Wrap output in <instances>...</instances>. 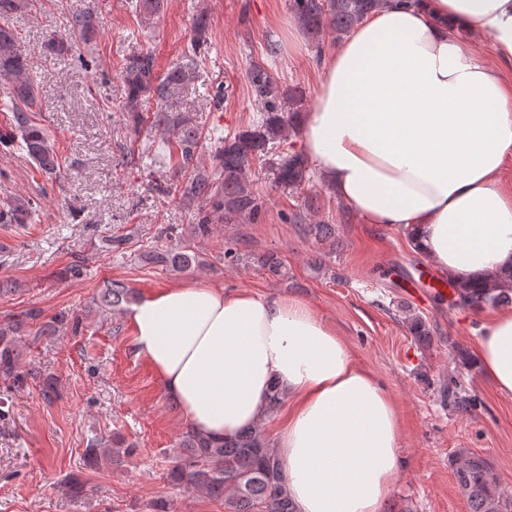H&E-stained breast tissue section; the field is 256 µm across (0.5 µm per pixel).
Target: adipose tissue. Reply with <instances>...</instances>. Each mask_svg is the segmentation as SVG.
<instances>
[{
  "label": "adipose tissue",
  "mask_w": 512,
  "mask_h": 512,
  "mask_svg": "<svg viewBox=\"0 0 512 512\" xmlns=\"http://www.w3.org/2000/svg\"><path fill=\"white\" fill-rule=\"evenodd\" d=\"M512 59V0H389L339 42L302 114L306 157L368 224L404 230L439 273L488 285L512 270V86L461 38ZM134 347L199 434L255 427L280 393L293 408L274 450L297 512H379L399 470L402 422L386 387L295 296L194 279L128 312ZM477 361L512 397V310Z\"/></svg>",
  "instance_id": "obj_1"
}]
</instances>
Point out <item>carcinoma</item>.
Instances as JSON below:
<instances>
[{"mask_svg": "<svg viewBox=\"0 0 512 512\" xmlns=\"http://www.w3.org/2000/svg\"><path fill=\"white\" fill-rule=\"evenodd\" d=\"M386 3L387 0H288L294 19L317 42L340 39ZM130 6L136 16L149 21L159 10V0H130ZM29 8L30 0H0V92L13 105L10 129L0 133V144L18 146L43 174L57 179L61 176L59 155L47 131L33 121L38 89L27 77L29 52L20 45L8 24L9 18ZM70 27L73 33L89 39L93 28L90 13L81 10L72 13ZM212 29L207 13L197 14L185 60L163 76L156 74L152 54L144 51L130 55L120 74L122 110L130 120L127 129L136 137L144 125L154 131L157 138L148 145L147 158L170 173L169 180L154 183L152 190L157 195L176 192L189 204L201 203L192 234L202 238L212 234L214 226L220 223L237 219L251 224L261 221L264 203L252 191L248 179L256 163L267 164L274 182L283 188L297 189L308 177V160L289 142L297 131L304 91L299 86L283 89L260 63L252 64L248 73L252 95L260 107L257 117L232 134L211 136L212 164L207 167L201 163V133L181 113L170 111L167 103L197 81L198 56L210 44ZM73 47L72 38L54 34L47 38L42 49L61 56ZM145 98L159 104L156 112L147 117L139 112ZM320 210L318 201L311 198L305 202L304 215L296 214L289 220L309 221L304 226L306 233L326 240L335 235V227L314 220ZM35 215L34 203L18 197L0 209V224H30ZM175 238V227L163 229L159 239L171 245L148 251L146 258L174 272H187L205 264L191 244H175ZM227 259L236 265L253 261L273 276H288L285 263L274 252L254 257L229 251ZM448 285L453 294V300L448 303L450 308L512 304V271L488 288H468L452 280ZM135 301V292L119 282L107 283L99 298L100 308L112 312ZM86 321L87 314L82 310L62 312L45 320L37 306L0 320V381L15 387L26 384L29 373L24 371L23 348L45 336H78L83 333ZM404 322L422 349L433 345V330L422 316L407 312ZM39 386L44 401L51 403L59 397L53 377H44ZM439 394L446 406L461 414L470 413L476 404L475 396L454 378L443 382ZM114 445L119 442L110 438L93 440L86 449L90 462L112 461ZM175 447L178 451L168 473L175 485L202 492L213 500H225L231 504L232 512H295L282 481L280 459L259 429L249 428L231 440L215 442L187 427L175 440ZM454 474L470 512H512V496L504 492L486 458L462 450Z\"/></svg>", "mask_w": 512, "mask_h": 512, "instance_id": "1", "label": "carcinoma"}]
</instances>
